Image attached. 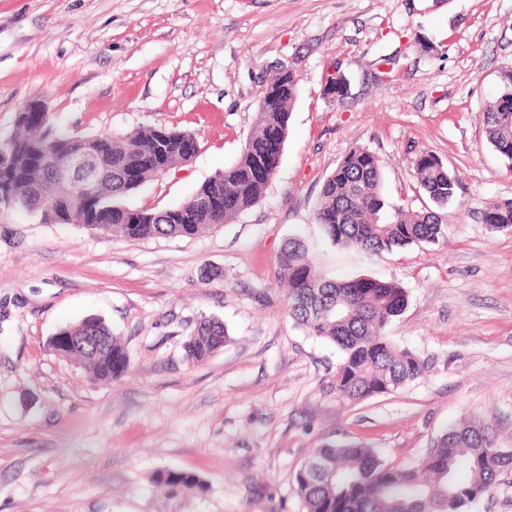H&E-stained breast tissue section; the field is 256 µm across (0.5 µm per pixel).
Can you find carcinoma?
<instances>
[{
    "label": "carcinoma",
    "instance_id": "carcinoma-1",
    "mask_svg": "<svg viewBox=\"0 0 512 512\" xmlns=\"http://www.w3.org/2000/svg\"><path fill=\"white\" fill-rule=\"evenodd\" d=\"M500 90L486 105L484 133L498 154L512 162V67L500 72ZM297 76L280 72L262 91L256 121L238 160L204 182L181 205L160 210L132 208L123 198L161 169H173L184 159L170 149L158 153L159 129L142 127L122 137L107 134L74 136L57 131L50 114L30 112L16 123L8 138L7 159L0 163V194L12 206L40 214L42 220L65 223L50 206L52 195L66 201L69 192L50 185L44 159L57 147L97 149L106 179L93 200H75L71 218L91 216V229L123 239L152 236H193L215 226L207 199L224 195V221L236 218L261 198L281 154L270 147L278 129L286 139ZM420 187L434 208L413 211L390 203L382 192L379 159L363 147L351 149L325 180L314 213L336 245L381 256L410 245L436 244L444 237L445 209L457 197L459 179L436 154L424 151L415 161ZM482 219L493 230L512 227V200L490 202ZM281 278L288 284V316L310 336L336 345V396L356 402L390 393L420 378L427 363L408 350L396 348L386 336L388 325L406 309L408 295L396 283L370 277L343 281L322 276L304 245L291 239L278 257ZM62 335L104 336L108 347L92 357L75 354L81 365L101 381L122 378L129 367L124 346L105 322L85 318L59 330ZM224 325L204 318L185 343L187 359L200 362L224 345ZM497 429L485 418L464 417L443 435L423 460L400 466L380 458L372 449L353 443L326 444L294 474L295 490L306 512H470L472 505L496 487L512 469V454L498 455ZM167 493L206 490L196 474L162 469L155 478Z\"/></svg>",
    "mask_w": 512,
    "mask_h": 512
}]
</instances>
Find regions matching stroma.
Segmentation results:
<instances>
[{"label":"stroma","mask_w":512,"mask_h":512,"mask_svg":"<svg viewBox=\"0 0 512 512\" xmlns=\"http://www.w3.org/2000/svg\"><path fill=\"white\" fill-rule=\"evenodd\" d=\"M507 66L512 0H0V138L33 100L77 136L195 135V157L131 207L186 201L238 159L267 81L299 79L280 165L234 221L127 240L0 208V512H305L293 475L315 448L348 441L415 464L467 414L512 450V228L482 220L512 200V162L483 132ZM336 71L348 86L332 101ZM358 146L396 205L429 203L419 152L457 175L439 244L372 256L328 239L313 212ZM291 237L329 278L405 288L387 334L425 359L421 378L337 397V347L288 316L277 257ZM89 316L130 359L109 385L48 346ZM205 317L227 338L192 363L183 344ZM163 467L207 492H162Z\"/></svg>","instance_id":"obj_1"}]
</instances>
